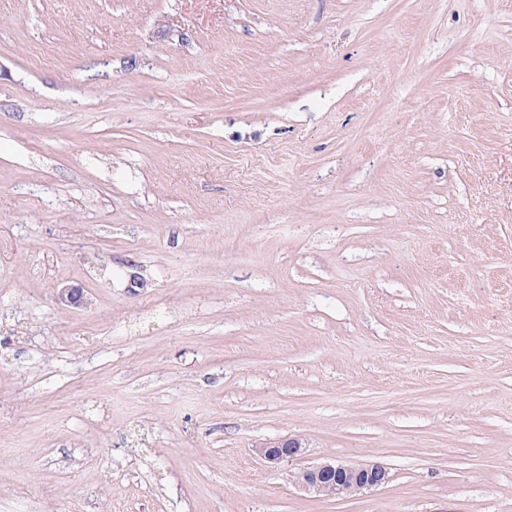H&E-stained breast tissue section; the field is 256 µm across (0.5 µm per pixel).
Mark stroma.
I'll use <instances>...</instances> for the list:
<instances>
[{
	"label": "stroma",
	"instance_id": "35a3bbf8",
	"mask_svg": "<svg viewBox=\"0 0 512 512\" xmlns=\"http://www.w3.org/2000/svg\"><path fill=\"white\" fill-rule=\"evenodd\" d=\"M0 512H512V0H0ZM259 454L271 465L282 461L299 459L303 453V443L298 438H285L267 442L257 447ZM388 480V471L380 465L354 467L336 460L300 468L294 475L296 484L324 498L344 497L375 489Z\"/></svg>",
	"mask_w": 512,
	"mask_h": 512
}]
</instances>
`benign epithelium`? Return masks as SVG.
I'll return each instance as SVG.
<instances>
[{
  "label": "benign epithelium",
  "mask_w": 512,
  "mask_h": 512,
  "mask_svg": "<svg viewBox=\"0 0 512 512\" xmlns=\"http://www.w3.org/2000/svg\"><path fill=\"white\" fill-rule=\"evenodd\" d=\"M57 302L65 307L79 308L87 304L83 288L66 286L58 290ZM259 454L271 465L293 461L302 456L303 443L298 438L267 442L258 447ZM303 489L324 498H336L378 488L389 481L388 471L380 465L354 467L334 460L306 466L294 475Z\"/></svg>",
  "instance_id": "1"
}]
</instances>
